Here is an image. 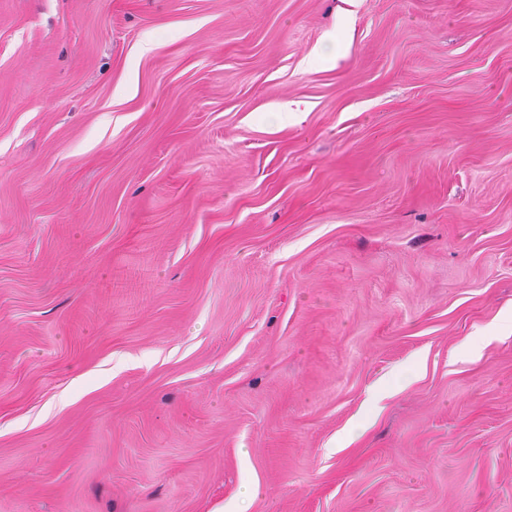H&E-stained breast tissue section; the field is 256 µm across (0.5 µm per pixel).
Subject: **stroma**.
Listing matches in <instances>:
<instances>
[{
  "instance_id": "stroma-1",
  "label": "stroma",
  "mask_w": 512,
  "mask_h": 512,
  "mask_svg": "<svg viewBox=\"0 0 512 512\" xmlns=\"http://www.w3.org/2000/svg\"><path fill=\"white\" fill-rule=\"evenodd\" d=\"M0 512H512V0H0Z\"/></svg>"
}]
</instances>
